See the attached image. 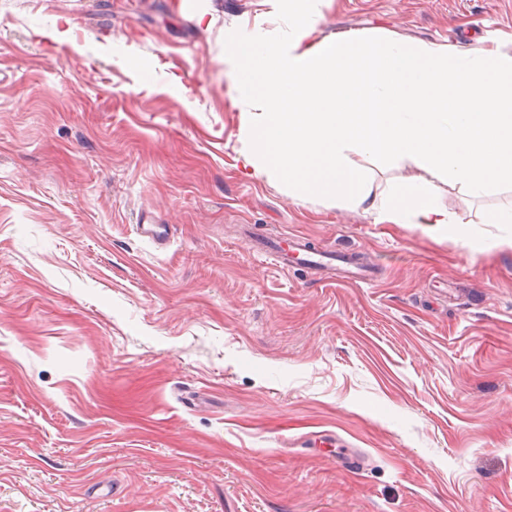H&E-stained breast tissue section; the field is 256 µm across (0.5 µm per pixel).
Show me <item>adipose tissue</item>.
<instances>
[{
	"mask_svg": "<svg viewBox=\"0 0 512 512\" xmlns=\"http://www.w3.org/2000/svg\"><path fill=\"white\" fill-rule=\"evenodd\" d=\"M288 40L231 45L234 105L245 108L243 167L381 224L456 233L442 188L471 196L512 183V46L471 51L436 42L320 36L307 0H287ZM355 153L384 157L415 176L372 194Z\"/></svg>",
	"mask_w": 512,
	"mask_h": 512,
	"instance_id": "adipose-tissue-1",
	"label": "adipose tissue"
}]
</instances>
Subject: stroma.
I'll list each match as a JSON object with an SVG mask.
<instances>
[{"label": "stroma", "mask_w": 512, "mask_h": 512, "mask_svg": "<svg viewBox=\"0 0 512 512\" xmlns=\"http://www.w3.org/2000/svg\"><path fill=\"white\" fill-rule=\"evenodd\" d=\"M309 7L512 34V0ZM287 33L281 0H0V512H512V184L446 188L439 236L244 174L228 46ZM254 251L267 255L282 269H289L297 265L317 268L331 266L333 261L340 262L346 273L343 282L348 284L368 283L373 278L354 255L342 254L336 256L318 251L299 236L289 235L270 238L264 241H255ZM326 259V260H325Z\"/></svg>", "instance_id": "obj_1"}]
</instances>
